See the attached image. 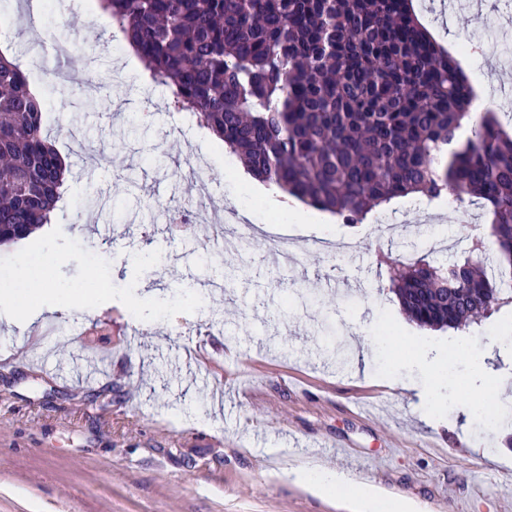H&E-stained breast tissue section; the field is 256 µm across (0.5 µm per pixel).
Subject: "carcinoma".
Returning <instances> with one entry per match:
<instances>
[{
  "label": "carcinoma",
  "mask_w": 512,
  "mask_h": 512,
  "mask_svg": "<svg viewBox=\"0 0 512 512\" xmlns=\"http://www.w3.org/2000/svg\"><path fill=\"white\" fill-rule=\"evenodd\" d=\"M413 0H102L179 110L247 171L344 224L415 195L483 203L490 242L394 262L406 316L463 330L512 301V136L474 118L460 64ZM47 102L0 54V245L51 223L68 172ZM467 145H443L463 127Z\"/></svg>",
  "instance_id": "1"
}]
</instances>
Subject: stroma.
<instances>
[{
  "label": "stroma",
  "instance_id": "stroma-1",
  "mask_svg": "<svg viewBox=\"0 0 512 512\" xmlns=\"http://www.w3.org/2000/svg\"><path fill=\"white\" fill-rule=\"evenodd\" d=\"M434 38L486 83L512 88V68L485 52L496 41L512 55V15L504 0H471L460 11L414 0ZM13 21V55L42 44V70L26 64L48 97V129L73 165L50 230L31 248L0 250V272L47 269L49 299L60 311L34 324L21 319L29 300L0 308V512H345V490L315 497L293 473L311 460L428 505L432 512H498L512 498V423L480 428L456 391L438 424L415 410L428 384L419 351L448 354V330L405 319L377 250L404 259L406 246L440 258L461 256L489 234L486 209L440 206L423 219L411 198L395 199L399 224L369 234L329 220L291 224L243 184L244 168L160 91L148 88L143 60L113 56L122 37L81 0H0ZM102 57L103 99L71 108L78 90L50 86L56 69H86L87 48ZM150 112L141 137L130 121ZM111 127L109 158L85 151L66 128ZM196 153L216 174L207 208L249 210L257 228L246 245L224 246L221 270L207 266L204 232L184 239L145 200L194 195L174 176L175 160ZM110 200L122 219L108 232L82 234L92 197ZM354 238L352 252H323L322 234ZM138 330L140 346L125 345ZM512 303L466 330L469 359L454 362L466 378L470 358L512 383ZM350 361L339 365L337 344ZM203 348L206 364L186 355ZM401 385L389 387L388 377Z\"/></svg>",
  "mask_w": 512,
  "mask_h": 512
}]
</instances>
